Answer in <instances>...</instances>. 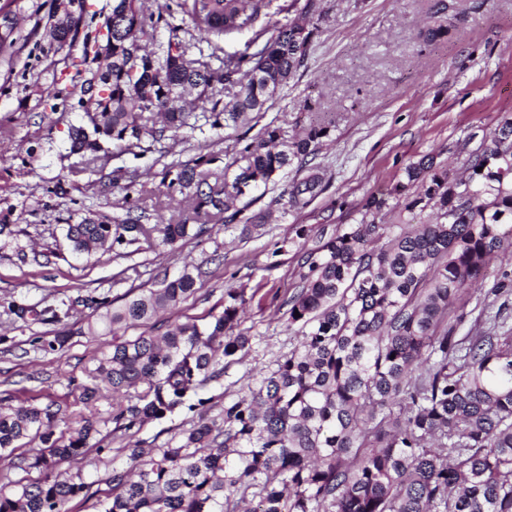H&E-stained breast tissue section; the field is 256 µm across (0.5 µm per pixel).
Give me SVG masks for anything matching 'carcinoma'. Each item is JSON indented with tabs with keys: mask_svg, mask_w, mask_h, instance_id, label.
<instances>
[{
	"mask_svg": "<svg viewBox=\"0 0 512 512\" xmlns=\"http://www.w3.org/2000/svg\"><path fill=\"white\" fill-rule=\"evenodd\" d=\"M273 0H180L176 6L206 42L251 29L267 17L244 51L213 68L190 53L182 25L166 23L161 52L153 43L169 2L157 11L147 0H112V60L104 70L93 50L102 25L84 23L81 63L66 75L87 122L69 133L71 150L94 160L104 145L140 147L166 132L243 128L235 157L220 171L214 158L164 164L167 189L189 196L195 216L214 215L241 226L249 238L266 224L237 201L294 168L308 170L283 192L281 214L305 209L320 193L312 165L325 124L285 137L270 122L250 137L260 113L305 66L316 35L306 0L296 19H268ZM232 100L217 110L221 91ZM155 112L160 122L143 116ZM123 180L125 213L87 214L68 225L74 250L115 255L141 241L174 247L192 225L151 224L132 193L136 172ZM387 196L426 214L417 224H351L307 253L308 272L288 300V325L298 343L260 373L243 395L224 401L221 420L198 413L181 441L166 447L139 443L112 465V494L97 512H512V334L505 323L456 338L441 329L448 308L489 261L512 246V115L492 145L474 155L466 179H455L425 156L405 168ZM210 271L199 264L158 287L128 293L119 306L93 295L72 304L92 319L68 336H110L91 376L100 382L79 400L121 395L112 402L113 431L137 433L183 409L207 403L205 386L224 364L244 355L250 337L234 331L244 292L227 291L224 310L200 325L186 321L161 336L146 329L159 313L193 295ZM142 327L125 338L121 330ZM54 405L0 407V456L31 437L44 450L27 464L42 472L28 483L0 486V512H71L73 499L92 498V484L64 465L105 451L101 421L82 416L69 438L56 435Z\"/></svg>",
	"mask_w": 512,
	"mask_h": 512,
	"instance_id": "obj_1",
	"label": "carcinoma"
}]
</instances>
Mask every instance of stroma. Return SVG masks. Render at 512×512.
<instances>
[{"instance_id": "obj_1", "label": "stroma", "mask_w": 512, "mask_h": 512, "mask_svg": "<svg viewBox=\"0 0 512 512\" xmlns=\"http://www.w3.org/2000/svg\"><path fill=\"white\" fill-rule=\"evenodd\" d=\"M53 0H17V42L0 54V406L20 403L64 406L77 417V383L86 379L102 346L73 336L62 349L43 342L64 328H79L91 312L71 310L63 322L53 312L76 297L93 294L121 301L127 292L156 287L186 266L220 256L214 276L177 308L152 323L154 334L169 324L206 323L222 311L224 292L243 290L239 329L250 336L241 362L226 367L220 381L202 391L208 415L220 418L225 398L243 393L253 377L272 368L296 344L288 324V299L301 285L304 257L320 241L350 224L405 222L403 201L387 199L382 210L369 201L386 197L406 166L426 155L451 174L466 175L472 153L490 146L503 115L512 113V0H447L452 18L441 24L436 0H319L318 33L305 69L290 80L263 119L289 134L315 119L334 125L316 161L323 190L304 210L268 222L264 233L244 239L238 226L206 225L174 250L142 242L130 256H79L66 237L81 215L122 214L124 193L113 185L115 170L134 171L139 204L152 220L177 222L193 204L163 185L165 161L213 157L223 168L235 154L236 130L182 129L158 142L144 139L128 150L109 145L88 162L70 150L69 132L84 121L75 98L55 94L52 73L62 54L50 49L43 21ZM512 284V249L487 265L476 284L448 310L454 335L488 326ZM27 310L18 317L15 307ZM195 422L182 411L121 435L103 426V454L77 461L87 480L108 491L112 462L136 440L177 443Z\"/></svg>"}]
</instances>
